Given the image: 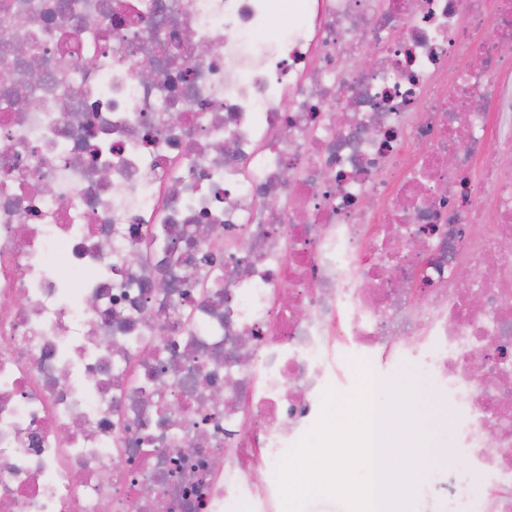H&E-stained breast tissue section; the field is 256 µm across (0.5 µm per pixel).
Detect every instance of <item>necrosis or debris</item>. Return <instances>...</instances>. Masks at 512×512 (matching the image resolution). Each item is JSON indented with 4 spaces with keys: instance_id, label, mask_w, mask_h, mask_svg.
<instances>
[{
    "instance_id": "4bbe7bcc",
    "label": "necrosis or debris",
    "mask_w": 512,
    "mask_h": 512,
    "mask_svg": "<svg viewBox=\"0 0 512 512\" xmlns=\"http://www.w3.org/2000/svg\"><path fill=\"white\" fill-rule=\"evenodd\" d=\"M505 45L512 0H0V512H279L350 345L459 410L416 512H512Z\"/></svg>"
}]
</instances>
